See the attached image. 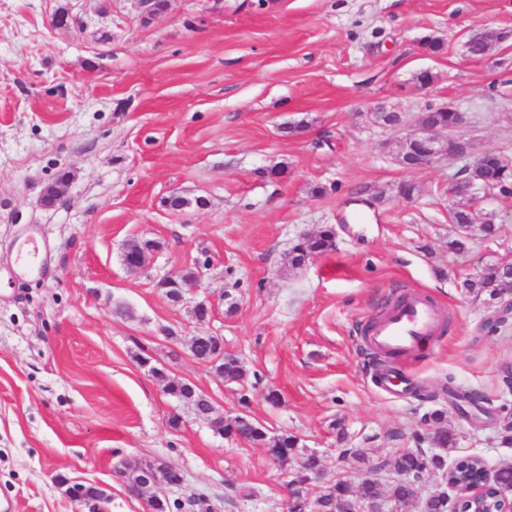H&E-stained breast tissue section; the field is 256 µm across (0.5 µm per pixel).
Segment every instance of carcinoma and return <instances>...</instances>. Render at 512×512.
<instances>
[{"mask_svg": "<svg viewBox=\"0 0 512 512\" xmlns=\"http://www.w3.org/2000/svg\"><path fill=\"white\" fill-rule=\"evenodd\" d=\"M479 174L481 180L494 185L502 194V198H512V156L491 151L485 154L480 163ZM473 178L466 174L459 179L454 187L453 195L457 200L456 207L451 213V220L456 225L473 226L471 207ZM336 247L334 229L326 226L319 232L298 238L288 252V265L301 266L311 255H323L333 251ZM504 270L499 266H489L482 272L467 277L462 281L461 287L476 297L488 295L494 300L501 293L500 284ZM220 377L228 383H239L244 379V368L240 360L232 354L226 353L223 362L216 365ZM191 389L187 383L178 379L168 380L166 394L179 400L188 399ZM224 436L242 440L247 443L266 445L268 453L278 462L284 464L297 456L300 463L296 469L294 480L299 483L306 482V476L318 471L322 467L321 459L313 454L298 453L299 439L294 435L281 433L268 436L264 427L254 422L247 414H241L230 422L224 423ZM427 439L435 452L428 455L421 449L398 455L393 459V470L398 474L414 475L429 469L442 474L448 473V452L456 448L457 439L446 430H436L427 435ZM483 465V458L472 457L460 460L456 472L450 478L458 482L471 481ZM359 492L364 500L365 512H399V508L417 497L418 487L406 483L393 482L382 488L377 482L362 483ZM155 512H181L184 504L179 500H170L161 497L153 487L144 491ZM353 496V490L344 482L338 481L316 493V497L302 494L295 498L294 512H312V504L317 502L331 506L336 510L348 502Z\"/></svg>", "mask_w": 512, "mask_h": 512, "instance_id": "cac0c4a2", "label": "carcinoma"}]
</instances>
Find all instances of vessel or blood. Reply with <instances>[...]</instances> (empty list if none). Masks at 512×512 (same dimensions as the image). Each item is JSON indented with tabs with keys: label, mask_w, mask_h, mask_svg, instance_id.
<instances>
[{
	"label": "vessel or blood",
	"mask_w": 512,
	"mask_h": 512,
	"mask_svg": "<svg viewBox=\"0 0 512 512\" xmlns=\"http://www.w3.org/2000/svg\"><path fill=\"white\" fill-rule=\"evenodd\" d=\"M447 323V311L436 302L412 294L379 317L373 327L369 344L381 353H413L421 345L441 334ZM409 374L392 368L378 376V385L388 392L407 389Z\"/></svg>",
	"instance_id": "obj_1"
}]
</instances>
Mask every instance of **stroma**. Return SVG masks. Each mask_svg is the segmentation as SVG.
Wrapping results in <instances>:
<instances>
[{"label": "stroma", "instance_id": "1", "mask_svg": "<svg viewBox=\"0 0 512 512\" xmlns=\"http://www.w3.org/2000/svg\"><path fill=\"white\" fill-rule=\"evenodd\" d=\"M488 29L505 40L468 56ZM428 37L440 52L422 49ZM449 100L475 152L512 155V0H167L152 15L138 0H0V500L72 512L67 488L101 483L110 512H146L121 475L157 461L181 469L165 495L192 498L190 512H285L286 466L213 431L159 369L216 415L245 409L268 435L297 436L325 486L388 485L386 462L429 451L414 435L436 410L455 456L512 461L499 443L512 319L490 331L500 300L458 286L512 263V209L496 206L495 239L450 252L458 164L402 167L401 133L373 117L411 121ZM174 193L207 204L173 211ZM326 225L335 249L290 268L296 237ZM32 227L47 256L24 277ZM147 239L159 250L128 271L125 245ZM189 266L199 288L172 304L160 283ZM407 290L445 305L448 329L397 397L378 388L359 328ZM204 331L240 359L242 382L191 357ZM451 381L479 402L448 395Z\"/></svg>", "mask_w": 512, "mask_h": 512}]
</instances>
